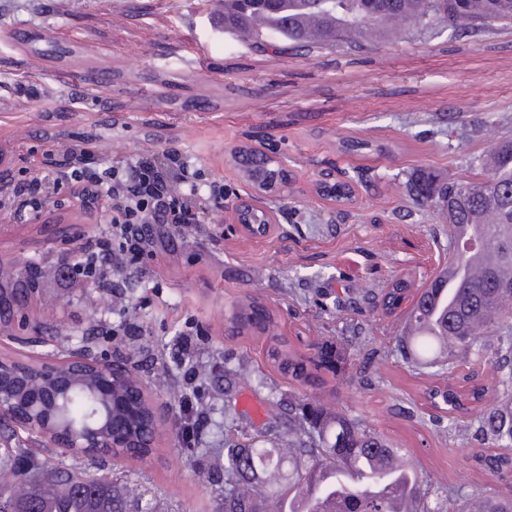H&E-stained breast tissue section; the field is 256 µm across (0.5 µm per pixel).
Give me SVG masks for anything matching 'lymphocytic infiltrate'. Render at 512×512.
Returning <instances> with one entry per match:
<instances>
[{"label":"lymphocytic infiltrate","mask_w":512,"mask_h":512,"mask_svg":"<svg viewBox=\"0 0 512 512\" xmlns=\"http://www.w3.org/2000/svg\"><path fill=\"white\" fill-rule=\"evenodd\" d=\"M42 156L26 178L0 171L1 214L23 221L67 192L90 203L106 201L112 218L102 235L81 246L78 262L68 270L33 269L37 284L52 279L61 288L116 292L121 273L165 252L170 229L197 226L204 203L224 195L223 184L206 181L177 151H143L104 166L90 142L66 147L48 139Z\"/></svg>","instance_id":"f902f5d3"}]
</instances>
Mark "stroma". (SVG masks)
Masks as SVG:
<instances>
[{
  "label": "stroma",
  "instance_id": "obj_1",
  "mask_svg": "<svg viewBox=\"0 0 512 512\" xmlns=\"http://www.w3.org/2000/svg\"><path fill=\"white\" fill-rule=\"evenodd\" d=\"M214 20L196 0H0V169L29 166L50 136L90 141L102 164L175 149L224 185L221 205L200 215L202 230L174 233L167 253L129 272L124 298L44 286L25 306L43 326L45 351L77 348L89 325L112 328L92 344L99 360L139 346L147 395L178 411L173 394L186 392L206 418L200 441L161 435L149 456L112 466L108 478L149 489L155 512H216L223 490L208 471L225 443L269 421L286 428L296 403L309 401L410 449L428 503L453 512L457 491L503 490L465 461L472 415L438 430L422 398L468 373L494 388V359L412 371L396 349L401 318L340 311L333 300L341 288L361 295L407 274L419 288L447 262L444 215L412 201L405 183L419 170L480 178L493 147L512 141V24L472 34L396 22L360 49L275 53L218 32ZM21 81L37 86V100L19 101ZM347 140L387 150L345 154ZM243 143L277 156L291 177L286 191L261 198L275 216L265 236L246 231L233 209L252 194L231 159ZM343 169L364 174L346 206L318 192ZM108 218L73 197L25 221L0 217V260L18 275L29 260L56 264L66 227L92 238ZM254 300L300 354L335 343L343 370L306 389L270 369L264 337L228 336L231 303Z\"/></svg>",
  "mask_w": 512,
  "mask_h": 512
}]
</instances>
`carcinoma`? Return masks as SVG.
Instances as JSON below:
<instances>
[{"label":"carcinoma","instance_id":"carcinoma-1","mask_svg":"<svg viewBox=\"0 0 512 512\" xmlns=\"http://www.w3.org/2000/svg\"><path fill=\"white\" fill-rule=\"evenodd\" d=\"M405 20L419 29L439 23L465 24L472 31L499 20H512V0H224V30L253 39L258 46L282 51L284 46L317 47L328 43H360L389 22ZM253 188L278 193L288 171L275 156L244 145L234 152ZM323 182L321 196L338 203L354 199L352 182ZM408 195L419 204L446 208L452 276L433 278L411 293V277H399L377 295L356 299L336 295V309L358 302L404 321L398 349L405 362L422 371L448 361L495 359L499 372L495 401H485L487 388L472 384L467 374L457 385L426 389L429 420L454 421V414L473 415L475 430L467 462L476 470L503 478L512 476V454L496 448L512 447V141L496 145L489 173L481 181H444L432 173L411 175ZM239 221L252 231L272 225L263 209H243ZM491 252L493 261L476 266L471 256ZM278 328L273 312L258 302L233 304L226 315L227 332L250 337ZM267 358L281 376L301 386L328 384L344 353L330 345L317 349L316 358L295 351L288 337L268 336ZM378 450L385 466L359 486L319 481L332 469L372 471L370 454ZM80 468L59 460L41 463L16 448L0 455V512H130L141 493L106 477L85 480ZM224 494L230 502L222 512H322L319 503L341 498L342 512H409L403 498L414 496V512H447L427 505L429 488L422 470L402 448L383 434L317 403H305L288 426V451L257 442H231L224 449ZM462 512H512V490L472 494Z\"/></svg>","mask_w":512,"mask_h":512}]
</instances>
